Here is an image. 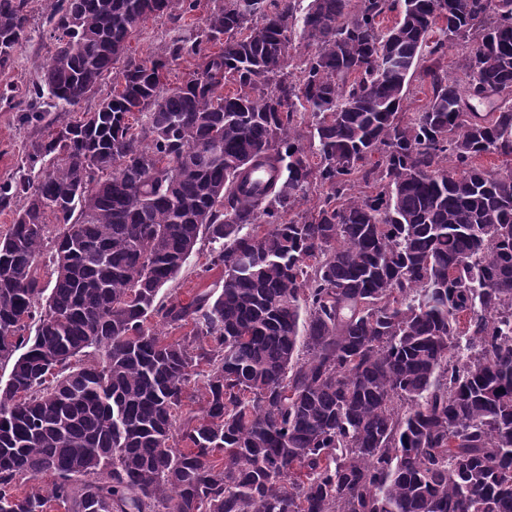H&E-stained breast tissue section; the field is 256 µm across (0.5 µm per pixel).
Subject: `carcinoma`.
<instances>
[{
    "label": "carcinoma",
    "mask_w": 512,
    "mask_h": 512,
    "mask_svg": "<svg viewBox=\"0 0 512 512\" xmlns=\"http://www.w3.org/2000/svg\"><path fill=\"white\" fill-rule=\"evenodd\" d=\"M34 2L0 0L1 71ZM46 2L45 133L0 183V512H512V167L480 163L512 105H473L512 96V0ZM203 238L224 283L162 294ZM190 28L178 31L168 17L154 18L148 22L140 32L134 34L129 40L128 55L135 59L145 58L149 55L161 53L164 44L180 33L188 34Z\"/></svg>",
    "instance_id": "obj_1"
}]
</instances>
